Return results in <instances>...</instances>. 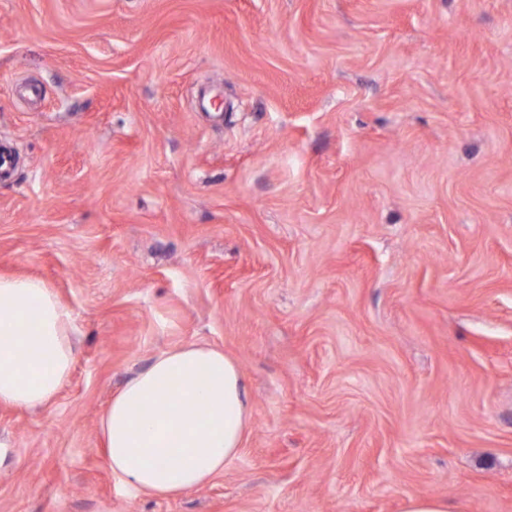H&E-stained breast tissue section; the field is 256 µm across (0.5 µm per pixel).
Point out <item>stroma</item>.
Wrapping results in <instances>:
<instances>
[{
  "instance_id": "obj_1",
  "label": "stroma",
  "mask_w": 512,
  "mask_h": 512,
  "mask_svg": "<svg viewBox=\"0 0 512 512\" xmlns=\"http://www.w3.org/2000/svg\"><path fill=\"white\" fill-rule=\"evenodd\" d=\"M0 146V275L76 319L0 512H512V0H0ZM196 341L245 441L138 494L101 417ZM404 512H450L448 501L438 497H411L405 502Z\"/></svg>"
}]
</instances>
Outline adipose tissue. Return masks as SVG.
<instances>
[{
	"label": "adipose tissue",
	"instance_id": "adipose-tissue-1",
	"mask_svg": "<svg viewBox=\"0 0 512 512\" xmlns=\"http://www.w3.org/2000/svg\"><path fill=\"white\" fill-rule=\"evenodd\" d=\"M73 331V313L53 289L0 277L1 406L33 408L57 396L74 361ZM250 419L236 362L209 344L189 343L161 351L129 379L101 431L114 476L142 494L175 497L223 472Z\"/></svg>",
	"mask_w": 512,
	"mask_h": 512
}]
</instances>
